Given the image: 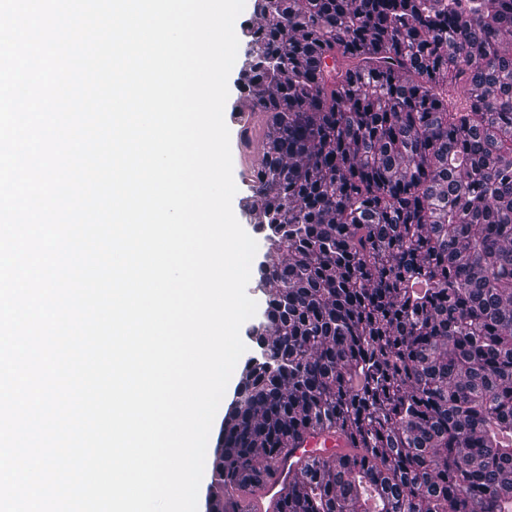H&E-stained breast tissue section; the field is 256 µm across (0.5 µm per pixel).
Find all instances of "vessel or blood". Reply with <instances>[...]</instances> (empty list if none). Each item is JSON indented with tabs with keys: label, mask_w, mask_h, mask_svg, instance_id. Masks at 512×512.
Segmentation results:
<instances>
[{
	"label": "vessel or blood",
	"mask_w": 512,
	"mask_h": 512,
	"mask_svg": "<svg viewBox=\"0 0 512 512\" xmlns=\"http://www.w3.org/2000/svg\"><path fill=\"white\" fill-rule=\"evenodd\" d=\"M346 437L339 433H314L307 435L299 448L284 454L271 480L259 492L241 495L239 508L241 512H276L285 486L296 479L298 460L321 458L331 460L347 447Z\"/></svg>",
	"instance_id": "b4317fda"
}]
</instances>
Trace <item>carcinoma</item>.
<instances>
[{"label":"carcinoma","instance_id":"1","mask_svg":"<svg viewBox=\"0 0 512 512\" xmlns=\"http://www.w3.org/2000/svg\"><path fill=\"white\" fill-rule=\"evenodd\" d=\"M251 10L239 206L265 307L212 460L224 505L343 431L278 512H512V0Z\"/></svg>","mask_w":512,"mask_h":512}]
</instances>
